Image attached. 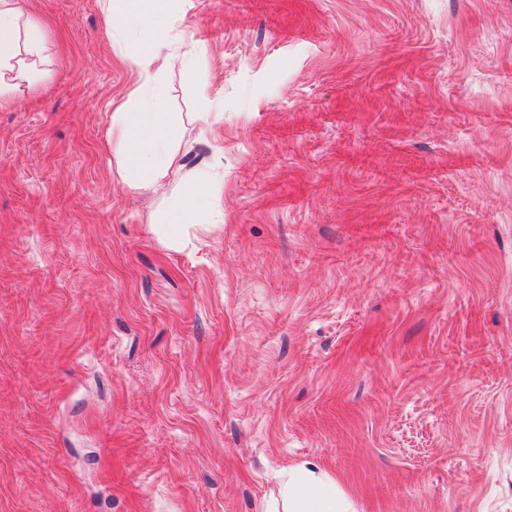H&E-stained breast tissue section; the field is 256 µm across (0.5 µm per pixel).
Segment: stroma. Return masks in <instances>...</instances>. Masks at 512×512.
<instances>
[{"mask_svg":"<svg viewBox=\"0 0 512 512\" xmlns=\"http://www.w3.org/2000/svg\"><path fill=\"white\" fill-rule=\"evenodd\" d=\"M0 105V512H512V0H177L176 251L116 184L133 84L100 0H25ZM19 2L0 1V102L12 101L43 73L45 33ZM282 499L283 512H349L345 500L336 494V484L307 468L288 474Z\"/></svg>","mask_w":512,"mask_h":512,"instance_id":"obj_1","label":"stroma"}]
</instances>
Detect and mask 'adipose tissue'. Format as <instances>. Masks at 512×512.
I'll return each instance as SVG.
<instances>
[{
  "instance_id": "1",
  "label": "adipose tissue",
  "mask_w": 512,
  "mask_h": 512,
  "mask_svg": "<svg viewBox=\"0 0 512 512\" xmlns=\"http://www.w3.org/2000/svg\"><path fill=\"white\" fill-rule=\"evenodd\" d=\"M174 0H103L115 54L130 58L138 79L112 114V149L117 158L115 182L133 192L168 185L165 206L154 230L173 250L186 244L188 225L198 223L205 200L216 199L220 186L204 171H183L179 161L181 115L167 112L158 100L164 78L174 64H191L196 40L175 31ZM46 36L20 6L0 0V102L12 101L42 74ZM284 512H348L333 482L312 469L289 473L282 488Z\"/></svg>"
}]
</instances>
